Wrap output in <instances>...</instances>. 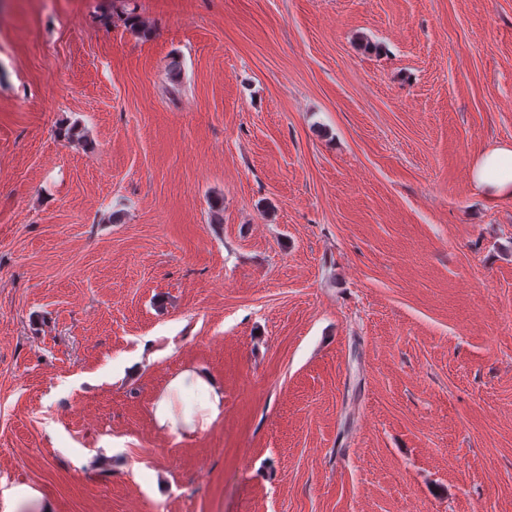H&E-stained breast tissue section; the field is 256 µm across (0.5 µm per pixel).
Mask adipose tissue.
Masks as SVG:
<instances>
[{
  "mask_svg": "<svg viewBox=\"0 0 512 512\" xmlns=\"http://www.w3.org/2000/svg\"><path fill=\"white\" fill-rule=\"evenodd\" d=\"M474 188L490 199L512 196V145L484 151L470 169ZM224 409V386L208 372L188 366L173 375L154 401V424L176 440L207 431ZM0 512H56L50 496L18 481L0 490Z\"/></svg>",
  "mask_w": 512,
  "mask_h": 512,
  "instance_id": "obj_1",
  "label": "adipose tissue"
}]
</instances>
